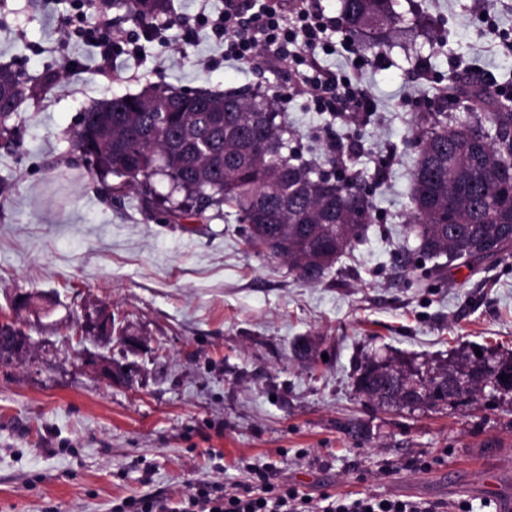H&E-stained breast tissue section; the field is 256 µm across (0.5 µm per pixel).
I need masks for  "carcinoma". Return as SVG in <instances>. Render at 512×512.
I'll list each match as a JSON object with an SVG mask.
<instances>
[{"label":"carcinoma","instance_id":"obj_1","mask_svg":"<svg viewBox=\"0 0 512 512\" xmlns=\"http://www.w3.org/2000/svg\"><path fill=\"white\" fill-rule=\"evenodd\" d=\"M110 7L144 25L167 14L171 0H110ZM341 13L346 29L370 50L387 46L398 31L394 0H342ZM55 79L49 72L29 83L0 67V135L9 133L20 107L45 95ZM278 117L275 104L258 95H179L152 86L83 112L74 143L97 175L119 179L111 191H134L146 208L165 204L172 224L225 205L245 225L252 246L287 262L301 281L319 284L362 240L374 206L355 176L324 171L286 152L288 129ZM420 121L408 214L414 253L433 259L452 248L467 267L480 263L474 254L485 245L501 258L511 256L512 98L475 94L463 116L429 112ZM476 125L486 133L482 140L467 136ZM158 175L169 182L166 195L153 188ZM450 195L465 200L464 213L448 209ZM356 207L364 210L366 224L350 227L338 240L339 216ZM317 352L307 338L293 345L303 361ZM491 374L502 377L493 393L512 401V358L475 354L425 369H410L396 358L371 359L360 366L356 389L384 408H433L473 400Z\"/></svg>","mask_w":512,"mask_h":512}]
</instances>
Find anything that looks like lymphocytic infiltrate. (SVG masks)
Wrapping results in <instances>:
<instances>
[{"mask_svg":"<svg viewBox=\"0 0 512 512\" xmlns=\"http://www.w3.org/2000/svg\"><path fill=\"white\" fill-rule=\"evenodd\" d=\"M303 2L293 0L287 8L282 0H261L257 11L249 14L239 0H224V13L212 21L211 30L223 41L229 59L258 61L268 68L294 63L293 85L305 90L317 111L340 120L353 112H373L374 102L360 84L337 79L321 65L315 51L328 46L330 24ZM257 478L262 491L254 495L206 482L196 485L176 507L160 500L129 499L113 506L112 512H442L441 504L398 497L326 494L309 499L293 486L274 482L272 471H259Z\"/></svg>","mask_w":512,"mask_h":512,"instance_id":"f902f5d3","label":"lymphocytic infiltrate"}]
</instances>
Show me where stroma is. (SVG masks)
Here are the masks:
<instances>
[{
    "label": "stroma",
    "instance_id": "35a3bbf8",
    "mask_svg": "<svg viewBox=\"0 0 512 512\" xmlns=\"http://www.w3.org/2000/svg\"><path fill=\"white\" fill-rule=\"evenodd\" d=\"M145 40L140 25L94 6L83 26L110 24L134 49L99 68L94 42L63 20L75 0H0V65L58 79L22 105L0 138V312L16 294L47 293L23 313L25 353L0 360V512H112L125 499L178 505L194 485L259 490L256 470L312 496L512 499V405L484 394L461 406L385 409L356 390L370 357L439 365L488 350L512 357V256L434 273L406 222L420 113L465 112L446 99L453 75L512 97V0H395L407 36L367 53L345 48L340 0H307L332 26L321 64L359 82L375 112L340 121L292 92L287 67L225 59L199 17L224 0H171ZM498 32L490 34L484 14ZM163 83L182 90L277 96L288 145L324 164L328 145L358 173L374 222L323 283L307 285L253 248L234 217L165 221L136 193L111 196L74 148L80 115ZM109 305L133 350L80 335L83 311ZM318 341L304 363L296 339ZM125 368L106 381L93 358ZM428 469L417 468V461Z\"/></svg>",
    "mask_w": 512,
    "mask_h": 512
}]
</instances>
